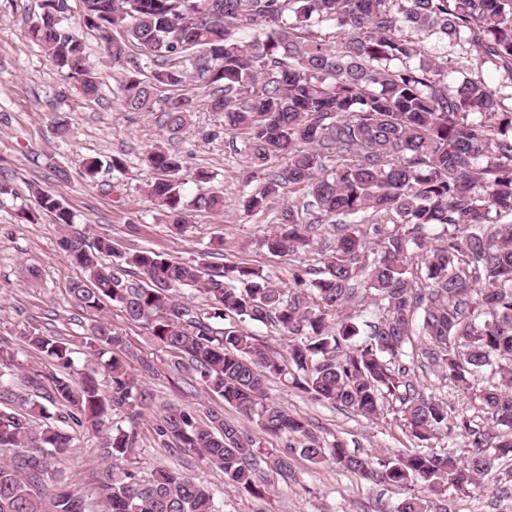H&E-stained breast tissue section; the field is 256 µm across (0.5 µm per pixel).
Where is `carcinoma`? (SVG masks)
I'll return each instance as SVG.
<instances>
[{
    "mask_svg": "<svg viewBox=\"0 0 512 512\" xmlns=\"http://www.w3.org/2000/svg\"><path fill=\"white\" fill-rule=\"evenodd\" d=\"M28 34L86 99L101 92L79 27L112 30L117 96L128 110L151 112L156 92L191 83L239 139L250 178L247 213L261 211L284 189L306 191L288 205L278 229L261 240L274 256L314 255L295 287L276 288L260 267L229 261L212 270L148 249L120 253L112 239L90 240L75 215L48 192L40 212L62 231L60 244L84 278L71 284L76 304L91 315L89 349L110 355L108 379L74 368L70 344L57 336H26L53 370L31 368L25 382L50 386L45 403L21 413L0 406V512H219L215 493L163 465L149 479L127 465L136 434L128 420L155 406L129 370L135 355L100 312L118 307L180 359L207 394L250 419L285 448L267 449L255 436L210 414L167 403L156 434L224 471L227 483L255 498L266 491L261 467L290 479L294 456L330 461L372 483L409 490L394 512H448L436 503L447 486H483L512 458V107L481 78L448 83L434 59H419L408 31H430L453 44L466 40L481 59L512 81V0H40ZM152 67L151 80L136 76ZM193 99L167 100L169 137L191 121ZM285 159V164L275 161ZM146 160L156 171L147 194L171 223L194 212L221 213L224 195L205 189L187 199L179 156L156 145ZM122 172L120 156L83 161L92 181L102 166ZM336 227L317 250L314 229ZM195 290L201 303L180 299ZM377 306L362 333L345 304L358 297ZM271 325L288 337L287 354L246 329ZM435 367L457 391L479 402L492 422L448 418V404L424 396L416 365ZM16 355L0 346V392ZM280 380L310 398L366 419L384 402L398 403L411 437L430 441L463 432L471 455L413 452L376 461L327 442L307 419L269 399ZM101 435L105 463L91 493L56 488L49 460L73 446L74 428Z\"/></svg>",
    "mask_w": 512,
    "mask_h": 512,
    "instance_id": "carcinoma-1",
    "label": "carcinoma"
}]
</instances>
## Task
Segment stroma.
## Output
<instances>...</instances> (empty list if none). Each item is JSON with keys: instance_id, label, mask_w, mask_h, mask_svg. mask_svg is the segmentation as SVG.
<instances>
[{"instance_id": "stroma-1", "label": "stroma", "mask_w": 512, "mask_h": 512, "mask_svg": "<svg viewBox=\"0 0 512 512\" xmlns=\"http://www.w3.org/2000/svg\"><path fill=\"white\" fill-rule=\"evenodd\" d=\"M38 12V0H0V181L10 184L14 198L0 203V344L16 353L21 370L45 367L44 358L30 349L29 333L61 336L72 349L76 368L105 378L103 360L88 354L89 316L79 308L69 290L82 272L71 264L59 245V231L50 217L26 224L19 208H36V193L56 195L87 225L91 236H108L126 251L151 249L182 261L212 266L227 261L262 267L274 284L292 285L299 269L295 256H273L259 248L265 235L277 228L276 217L288 205H302L301 191L281 192L261 212L244 213L239 200L248 165L225 134L223 120L209 112L202 91H191L194 112L190 126L179 138L168 139L160 112H133L119 102L112 79V63L105 57L93 33H85L90 61L101 80V97L83 98L58 74L27 32V20ZM424 57L439 61L448 70L480 77L503 98L512 97V82L470 52L468 46H447L428 32L414 35ZM68 124L67 137H59L58 120ZM166 144L182 162L179 177L186 195L197 192L193 175L203 168L213 174L210 187L223 194V213L193 214L187 226L170 224L146 194L155 177L144 161L154 143ZM125 161L123 172L105 168L94 181L83 176L84 159L102 160L112 156ZM66 178H59V171ZM223 239L220 252L210 244ZM104 316L125 336L138 358L155 364L158 376L143 383L155 395L157 404L190 406L197 421L207 424L211 413L249 427L248 419L222 398L205 394L191 372L176 370L171 352L151 338L142 323L126 319L113 307ZM19 374L10 378L9 390L16 408L28 407L35 394ZM426 393L443 398L454 416L476 417L470 399L444 381L433 369L420 372ZM271 399L291 412L310 419L325 440L339 438L349 450L371 458H385L409 451L449 452L467 458L469 449L462 437H439L430 442L412 440L402 429L396 409L385 406L377 418L368 420L335 407L316 403L302 393L283 387L278 380L268 383ZM158 412L142 415L135 422L136 444L128 456L130 467L149 475L156 464L196 477L215 494L222 512H393L406 494L405 489L386 484H365L331 462L310 464L294 460V477L282 480L266 473L270 493L254 498L229 486L221 469L200 461L195 454L178 448H164L154 441ZM98 435L78 433L67 456L53 465L58 485L85 495L100 473ZM499 482L512 481V460L499 468ZM499 482L484 483L480 490L463 494L448 492L449 512H512V497L498 493Z\"/></svg>"}]
</instances>
